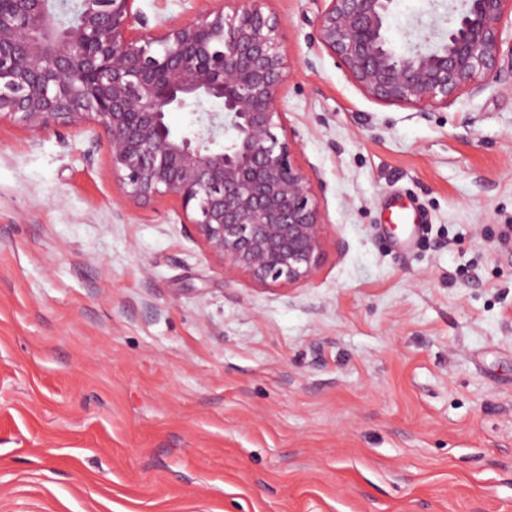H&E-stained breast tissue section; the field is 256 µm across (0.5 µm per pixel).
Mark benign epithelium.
Wrapping results in <instances>:
<instances>
[{"label":"benign epithelium","instance_id":"obj_1","mask_svg":"<svg viewBox=\"0 0 512 512\" xmlns=\"http://www.w3.org/2000/svg\"><path fill=\"white\" fill-rule=\"evenodd\" d=\"M0 0V120L36 133L94 123L129 201L169 196L207 254L254 281L312 280L327 222L277 106L287 79L282 21L262 0H223L197 18L151 27L135 0ZM316 40L369 98L422 112L512 74L501 65L512 0H464L440 43L396 52L393 0H326ZM218 100L200 128L175 134L166 114ZM282 135H277L276 130Z\"/></svg>","mask_w":512,"mask_h":512}]
</instances>
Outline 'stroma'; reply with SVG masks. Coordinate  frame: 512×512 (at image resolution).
<instances>
[{"mask_svg":"<svg viewBox=\"0 0 512 512\" xmlns=\"http://www.w3.org/2000/svg\"><path fill=\"white\" fill-rule=\"evenodd\" d=\"M323 7L263 3L328 223L311 281L222 270L177 202H124L96 125L0 121V512H512V78L379 103L315 42ZM460 8L394 0L392 47Z\"/></svg>","mask_w":512,"mask_h":512,"instance_id":"35a3bbf8","label":"stroma"}]
</instances>
